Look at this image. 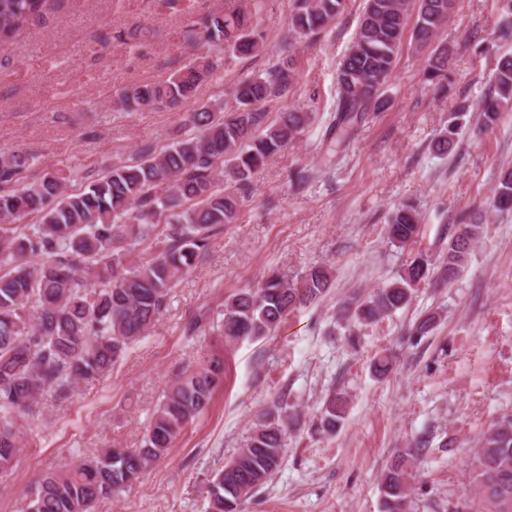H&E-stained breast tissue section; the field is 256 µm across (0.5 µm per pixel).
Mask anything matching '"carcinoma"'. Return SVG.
I'll use <instances>...</instances> for the list:
<instances>
[{
	"instance_id": "cac0c4a2",
	"label": "carcinoma",
	"mask_w": 512,
	"mask_h": 512,
	"mask_svg": "<svg viewBox=\"0 0 512 512\" xmlns=\"http://www.w3.org/2000/svg\"><path fill=\"white\" fill-rule=\"evenodd\" d=\"M265 0L250 7L215 10L186 38L209 45L206 54L159 82L122 93L123 112L180 106L232 56L261 51L253 26ZM454 0H364L355 36L337 73L336 116L327 153L343 145L379 104L391 77L408 15L417 19L411 37L431 48L425 81L445 92L451 49L438 41ZM53 0H0V51L17 42L29 22ZM345 0H296L289 18L294 42L327 27ZM294 76L291 56L280 57L261 73L234 87L235 105H205L189 115L194 132L158 150L142 143L134 156L103 171L55 167L30 178L31 157L0 153V473L13 468L25 442L18 420L43 415V398L66 400L85 380L112 372L129 348L145 337L167 307L169 295L208 252L212 237L238 218L241 199L268 157L286 148L309 124L308 112H281L271 120L266 104L288 89ZM512 102V55L497 62L493 91L480 104L484 125H494ZM461 131L448 126L434 149L446 154ZM229 174L233 186L220 176ZM77 184L75 191L69 184ZM166 185L164 192L157 187ZM493 208L512 209V170L499 176ZM162 233H156L158 226ZM483 225H457L448 250L435 263L420 252L405 260L398 276L368 298L342 307L346 321L369 325L406 308L417 288L437 279L453 283ZM389 242L411 248L420 218L409 204L389 215ZM161 238L149 257L135 254L149 238ZM322 265L270 275L255 290L227 298L221 322L224 344L272 335L292 312L321 299L332 288ZM224 379L216 357L177 375L156 408L139 448H105L42 475L31 487L34 512H95L96 505L125 489L163 458L174 440L209 405ZM344 400L330 396L317 417L324 435L344 419ZM287 406L275 404L257 418L243 448L206 483L211 512H242L251 493L279 469L288 434ZM414 455L405 452L379 484L383 512H407ZM467 498L484 512H512V415L496 419L483 433L472 460Z\"/></svg>"
}]
</instances>
